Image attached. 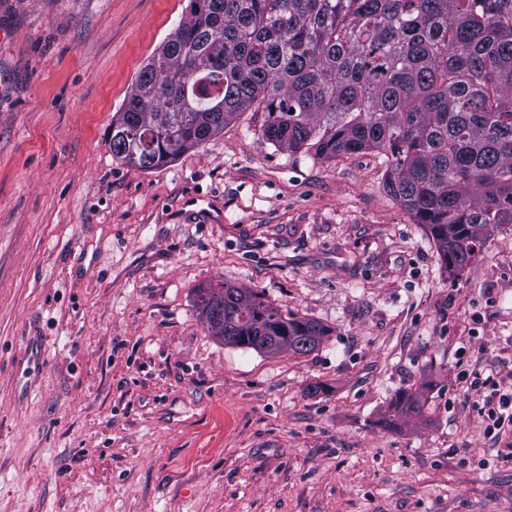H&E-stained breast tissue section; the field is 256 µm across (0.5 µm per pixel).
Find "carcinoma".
<instances>
[{
  "instance_id": "cac0c4a2",
  "label": "carcinoma",
  "mask_w": 512,
  "mask_h": 512,
  "mask_svg": "<svg viewBox=\"0 0 512 512\" xmlns=\"http://www.w3.org/2000/svg\"><path fill=\"white\" fill-rule=\"evenodd\" d=\"M249 110L279 149L385 154L387 192L450 275L512 226V0H190L106 142L155 169ZM196 305L231 347L308 355L329 335L250 288H200ZM426 403L404 389L381 425L419 419Z\"/></svg>"
}]
</instances>
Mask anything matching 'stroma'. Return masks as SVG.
<instances>
[{"label": "stroma", "instance_id": "35a3bbf8", "mask_svg": "<svg viewBox=\"0 0 512 512\" xmlns=\"http://www.w3.org/2000/svg\"><path fill=\"white\" fill-rule=\"evenodd\" d=\"M190 0H0V512H512V230L449 276L384 155L263 143L244 112L140 170L105 137ZM329 330L225 345L196 289ZM324 383V393L306 387ZM423 386L426 421L379 420ZM489 393L483 395V405L479 408L483 417L488 421L486 426L487 433L499 435L502 430L512 427V393H500L498 383L489 381ZM498 401L495 403V398ZM497 431V432H495Z\"/></svg>", "mask_w": 512, "mask_h": 512}]
</instances>
